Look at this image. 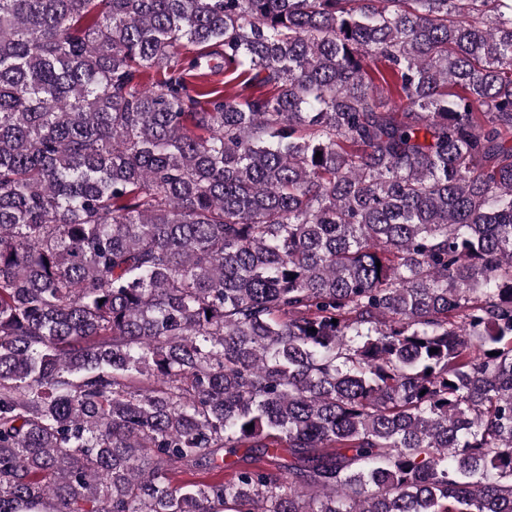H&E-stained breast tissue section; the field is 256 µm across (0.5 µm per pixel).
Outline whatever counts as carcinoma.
<instances>
[{
	"mask_svg": "<svg viewBox=\"0 0 512 512\" xmlns=\"http://www.w3.org/2000/svg\"><path fill=\"white\" fill-rule=\"evenodd\" d=\"M0 512H512V0H0ZM202 65V68L197 71V75L190 76L188 79L189 90L192 96H196V90L201 91L202 89L211 88L224 90V81L236 76V74L232 76L230 75L225 79L224 66L221 67L219 72L211 73L206 67L204 60H202Z\"/></svg>",
	"mask_w": 512,
	"mask_h": 512,
	"instance_id": "1",
	"label": "carcinoma"
}]
</instances>
